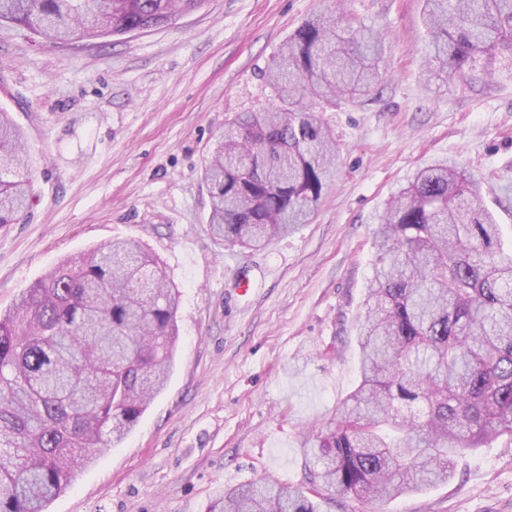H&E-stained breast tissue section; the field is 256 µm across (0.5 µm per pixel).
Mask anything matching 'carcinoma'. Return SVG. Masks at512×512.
I'll return each mask as SVG.
<instances>
[{"label":"carcinoma","mask_w":512,"mask_h":512,"mask_svg":"<svg viewBox=\"0 0 512 512\" xmlns=\"http://www.w3.org/2000/svg\"><path fill=\"white\" fill-rule=\"evenodd\" d=\"M205 0H0V26L69 45L170 22ZM429 71L470 88L512 57V0H425ZM383 42L333 11L303 23L269 71L281 105L225 124L204 180L210 229L248 248L304 224L333 174L317 102L362 104ZM22 129L0 111V227L33 188ZM453 159L420 169L374 230L360 378L334 425L303 443L321 490L254 483L214 512H318L322 492L384 499L446 481L455 458L512 438V247ZM179 292L132 241L65 260L0 314V512H45L100 448L121 442L164 387Z\"/></svg>","instance_id":"cac0c4a2"}]
</instances>
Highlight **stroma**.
Here are the masks:
<instances>
[{
	"label": "stroma",
	"mask_w": 512,
	"mask_h": 512,
	"mask_svg": "<svg viewBox=\"0 0 512 512\" xmlns=\"http://www.w3.org/2000/svg\"><path fill=\"white\" fill-rule=\"evenodd\" d=\"M425 0H205L115 44L60 47L0 28V109L27 135L32 207L0 228V310L61 260L114 239L154 255L180 293L165 389L47 512H208L262 480L306 488L304 436L358 382L373 230L419 167L456 158L512 236V78L461 95L429 72ZM335 8L384 40L363 106L317 115L333 181L310 223L261 249L215 238L202 169L225 123L275 109L274 54ZM320 512H512V438L465 452L448 482L390 500L325 496Z\"/></svg>",
	"instance_id": "1"
}]
</instances>
